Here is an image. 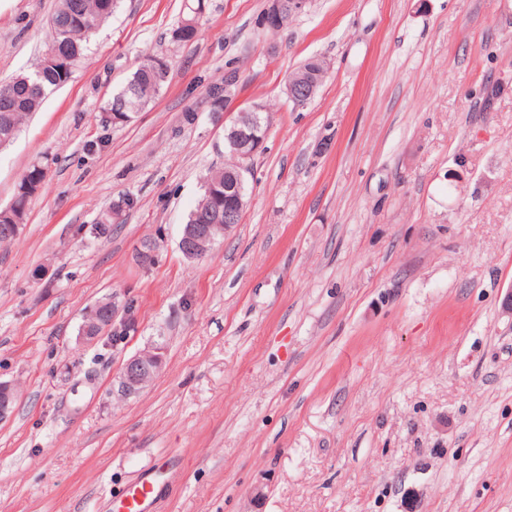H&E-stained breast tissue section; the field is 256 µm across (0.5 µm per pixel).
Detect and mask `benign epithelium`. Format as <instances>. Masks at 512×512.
<instances>
[{"mask_svg":"<svg viewBox=\"0 0 512 512\" xmlns=\"http://www.w3.org/2000/svg\"><path fill=\"white\" fill-rule=\"evenodd\" d=\"M308 0H267L260 19L263 27L280 29L288 25V20L302 13ZM327 75L316 60H310L305 76L301 80H290L286 86L288 100L296 107H303L313 100L315 92ZM262 104H253L240 111L232 121L224 124V147L239 158L235 170L224 177V225L225 230L241 222L247 206V175L250 174L248 161L264 142L268 127ZM212 224H186L178 243L182 255L191 261L206 257L213 248ZM93 309L98 314L96 322H85L81 327V337L88 342L102 339L99 329L104 324L112 325L116 331L118 310L109 300L96 303ZM163 364L162 346L153 343L147 349L131 356L121 366L116 380L117 391L125 398L133 397L148 387L159 374ZM16 400L14 389L0 383V420L11 411Z\"/></svg>","mask_w":512,"mask_h":512,"instance_id":"obj_1","label":"benign epithelium"}]
</instances>
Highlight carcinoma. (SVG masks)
Returning <instances> with one entry per match:
<instances>
[{
  "instance_id": "obj_1",
  "label": "carcinoma",
  "mask_w": 512,
  "mask_h": 512,
  "mask_svg": "<svg viewBox=\"0 0 512 512\" xmlns=\"http://www.w3.org/2000/svg\"><path fill=\"white\" fill-rule=\"evenodd\" d=\"M118 0H57L49 20L51 38L48 48L68 59V67H46L31 73L20 74L0 84V92L7 89L21 99L16 110L9 113L8 123L0 121V141L14 139L27 118L37 111L49 93L67 83L77 63L83 58L88 45L99 27L115 11ZM167 81V74L154 68V58L141 62L127 78L119 92L108 103L107 112L115 114L119 123L142 111L158 94ZM238 162L233 154L225 157L224 165L211 168L203 178L201 193L187 215L186 223H203V211H224V168ZM45 174L37 165L29 167L16 185L13 202L21 211L18 223H23L29 198L39 189Z\"/></svg>"
}]
</instances>
